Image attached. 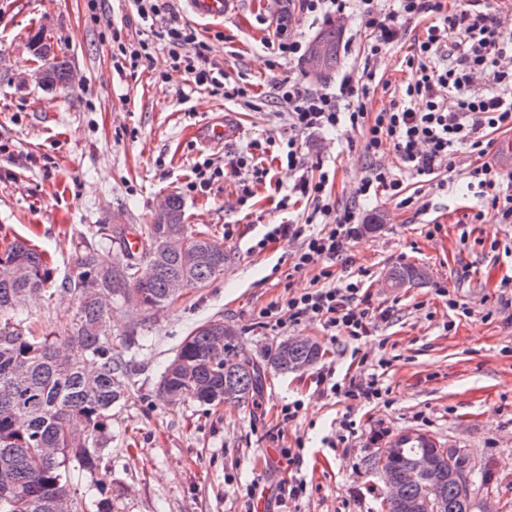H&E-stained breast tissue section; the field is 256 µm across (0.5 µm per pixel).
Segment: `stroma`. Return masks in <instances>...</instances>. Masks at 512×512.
Masks as SVG:
<instances>
[{
	"label": "stroma",
	"mask_w": 512,
	"mask_h": 512,
	"mask_svg": "<svg viewBox=\"0 0 512 512\" xmlns=\"http://www.w3.org/2000/svg\"><path fill=\"white\" fill-rule=\"evenodd\" d=\"M285 4L234 0L224 19L199 28L217 66L252 85L257 106L245 110L191 88L183 76L158 80L167 59L161 45L152 63L116 71L113 29L127 40L143 30L128 0H104L95 14L87 0H0V244L30 240L60 279L74 242L93 240L102 224L126 225L136 236L155 222L161 202L175 197L185 223L211 230L226 255L222 274L186 289L151 320L113 308V337L134 330L143 338L130 356L134 390L112 410L106 476L98 481L76 470L71 480L89 505L111 496L112 512H245L251 481L272 497L293 478L306 481L307 496L273 512H381L384 486L368 461L416 430L463 450L473 473H491L488 488L474 493L475 512L487 505L512 512V305L500 302L501 280L512 279V224L464 223L477 200L463 177L448 190H426L423 215L382 199L357 202L368 228L349 245L347 269L367 270L371 307L392 309L373 336L355 343L308 322L259 323L261 308L309 287L312 278L292 270L296 242L281 238L253 250L270 225L296 217L299 207L280 206V194L261 185L237 207V178L225 168L230 154L282 130L272 85L288 70L270 69L261 41L264 19ZM297 24L314 49L300 66L307 87H331L343 70L362 71L360 35L346 48L336 27L305 15ZM37 32L69 61L76 76L69 86L51 91L33 79L38 63L29 38ZM224 116L239 128L233 142L217 149L193 137L196 126ZM301 143L308 163L341 159L332 196L353 201L370 164L360 134L329 146L314 133ZM207 157L224 166L223 179L205 193H186L194 164ZM433 223L441 229L426 237ZM400 265L424 269L425 281L388 290L383 278ZM442 286L457 291L470 317L449 319ZM219 318L253 359L291 337L317 342L322 355L295 373L267 370L263 388L246 403L160 400L161 374L184 339ZM381 359L388 363L381 376L388 404L316 393L322 368L356 378ZM296 399L303 409L283 420L282 406ZM346 421L352 431H344ZM281 448L298 449L299 464L280 462Z\"/></svg>",
	"instance_id": "obj_1"
}]
</instances>
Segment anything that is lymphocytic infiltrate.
<instances>
[{
	"mask_svg": "<svg viewBox=\"0 0 512 512\" xmlns=\"http://www.w3.org/2000/svg\"><path fill=\"white\" fill-rule=\"evenodd\" d=\"M299 13L327 25L341 26L357 16L363 33L367 61L361 75L342 72L335 89L312 90L300 76L279 79L273 97L283 109L285 132L278 143L279 162L294 176L289 194L307 206L304 222L276 224L254 246L265 250L285 237L297 242L292 270H314L310 288L291 293L262 308L263 325L285 327L316 323L331 335L358 341L371 336L388 310L369 306L363 274L338 279L334 268L351 242L362 233L355 207L338 205L328 189L329 171L308 167L299 139L311 133L360 131L363 152L372 157L368 174L356 195L365 200L380 197L401 209L423 214L420 192L410 191L417 181L444 190L452 176L462 174L467 187L481 200L475 221L491 218L512 223V171H503L488 153L499 134L512 133V31L503 26L499 10L488 0H462L449 7L447 0H296ZM140 20L157 26L155 38L125 41L113 30L112 54L116 70H135L151 62L156 41H163L171 72L181 74L196 89L224 96L226 101L252 107L251 89L229 84L222 68L210 57L209 44L189 23L180 21L175 0H130ZM420 22L422 35L402 56V67L415 71L407 85H392L377 77L375 64L391 57L408 23ZM264 51L282 64H301L309 44L295 30L292 18L280 15L262 41ZM388 95L385 107L368 111L366 101L376 92ZM391 146L393 165L377 163L384 146ZM238 176L237 203L247 205L253 187L266 184L271 172L261 143H251L229 161ZM225 167V168H228ZM225 168L207 158L196 163L194 178L186 188H206ZM320 395L374 402L386 391L378 374L358 381L335 380L319 374Z\"/></svg>",
	"mask_w": 512,
	"mask_h": 512,
	"instance_id": "f902f5d3",
	"label": "lymphocytic infiltrate"
}]
</instances>
